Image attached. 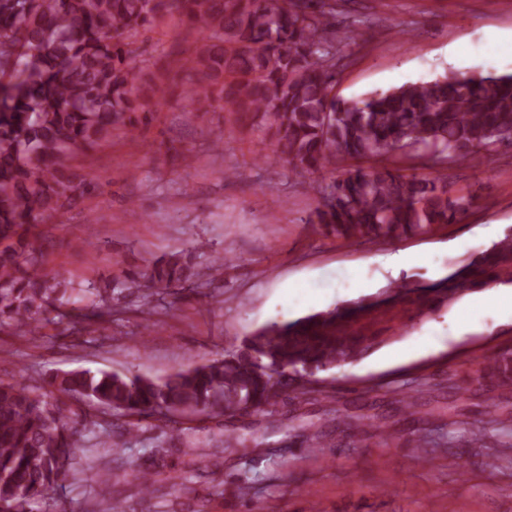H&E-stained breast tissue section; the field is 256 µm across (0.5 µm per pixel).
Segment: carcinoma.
I'll list each match as a JSON object with an SVG mask.
<instances>
[{
	"label": "carcinoma",
	"mask_w": 512,
	"mask_h": 512,
	"mask_svg": "<svg viewBox=\"0 0 512 512\" xmlns=\"http://www.w3.org/2000/svg\"><path fill=\"white\" fill-rule=\"evenodd\" d=\"M324 0H0V328L32 332L67 318L87 330L102 316L111 284L81 313L70 282L47 268L40 226L83 193L71 171L77 151L112 132L150 124L165 84L156 64L137 65L133 39L173 12L198 27L201 42L183 57L193 81L191 111L261 113L273 153L293 170L350 162L339 178L316 182L307 223L369 243L426 234L470 201L448 195L441 178L405 175L362 162L409 148L439 162H475L511 142L512 74L449 73L359 100L333 91L337 30ZM203 273L180 254L149 265L144 283L180 291ZM512 282V235L428 288ZM389 308L349 303L252 333L237 352L159 380L70 371L42 390L0 378V506L56 512L57 488L78 473L76 448L105 447L100 422L65 414L61 398L88 401L130 418L128 433L163 411L229 419L273 412L277 399L316 393L312 377L363 358L382 336L348 331L354 318ZM478 386L512 387V352L480 364Z\"/></svg>",
	"instance_id": "obj_1"
}]
</instances>
